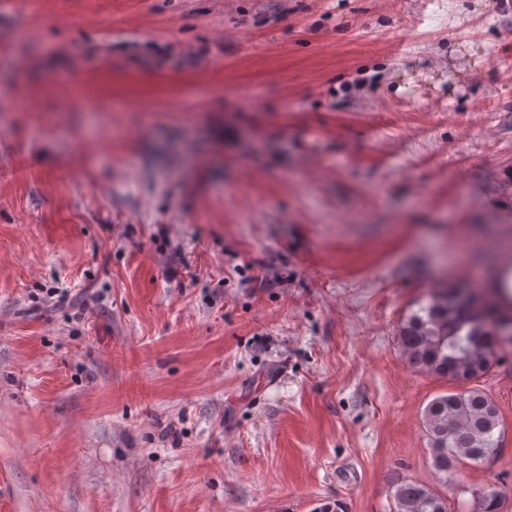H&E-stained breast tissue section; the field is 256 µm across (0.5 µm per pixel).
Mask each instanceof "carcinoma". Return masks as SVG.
<instances>
[{"label": "carcinoma", "instance_id": "1", "mask_svg": "<svg viewBox=\"0 0 512 512\" xmlns=\"http://www.w3.org/2000/svg\"><path fill=\"white\" fill-rule=\"evenodd\" d=\"M463 300V289L432 295L420 312L401 327L398 344L415 367L445 378L458 388L431 400L423 421L433 450V465L448 475L460 463L480 464L499 448L502 420L495 400L474 382L484 377L499 358L503 336L512 328V315L502 318L488 302ZM471 512H501L502 490L492 484L469 488ZM389 496L393 512H448V498L417 481L402 480Z\"/></svg>", "mask_w": 512, "mask_h": 512}]
</instances>
